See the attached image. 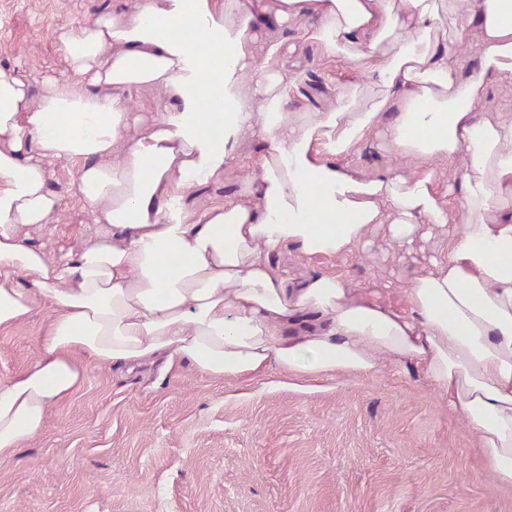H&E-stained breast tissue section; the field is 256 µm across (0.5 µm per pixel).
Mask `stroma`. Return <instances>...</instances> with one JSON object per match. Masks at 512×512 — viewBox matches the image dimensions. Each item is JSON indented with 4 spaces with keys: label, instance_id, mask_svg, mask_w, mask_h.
<instances>
[{
    "label": "stroma",
    "instance_id": "obj_1",
    "mask_svg": "<svg viewBox=\"0 0 512 512\" xmlns=\"http://www.w3.org/2000/svg\"><path fill=\"white\" fill-rule=\"evenodd\" d=\"M120 0H0V67L31 83L67 77L57 34ZM296 109H322L361 69L303 31ZM57 164L60 209L34 244L68 248L92 224ZM317 267L361 284L394 267L385 229ZM41 310L0 331V381L37 354ZM0 512H512V488L488 473L463 418L407 363L365 379L283 387L277 373L219 382L192 367L92 366L46 425L0 466Z\"/></svg>",
    "mask_w": 512,
    "mask_h": 512
}]
</instances>
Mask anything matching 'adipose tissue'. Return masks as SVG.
<instances>
[{
    "mask_svg": "<svg viewBox=\"0 0 512 512\" xmlns=\"http://www.w3.org/2000/svg\"><path fill=\"white\" fill-rule=\"evenodd\" d=\"M293 27L360 67L362 91L293 109ZM58 49L71 79L35 89L0 68V329L51 311L34 360L0 382V464L91 365L162 357L251 382L409 362L512 486V113L485 108L487 84L512 89V0H123ZM139 92L152 103L135 110ZM381 130L401 165L345 164ZM245 143L258 156L242 190L189 205ZM60 162L93 221L64 252L31 242L58 208ZM383 226L400 264L415 239L446 244L396 300L313 268Z\"/></svg>",
    "mask_w": 512,
    "mask_h": 512,
    "instance_id": "adipose-tissue-1",
    "label": "adipose tissue"
}]
</instances>
